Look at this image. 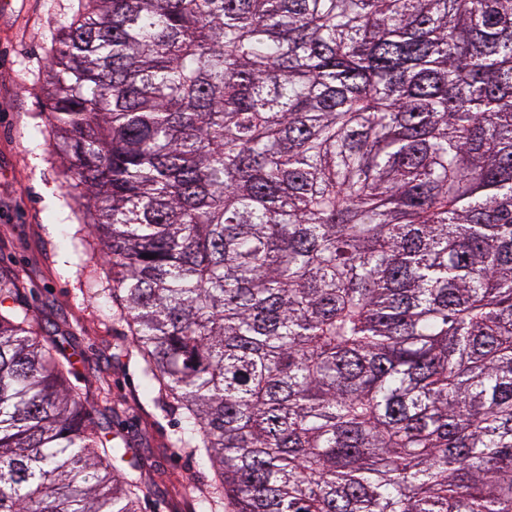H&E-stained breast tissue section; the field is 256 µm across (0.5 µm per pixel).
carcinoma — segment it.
Listing matches in <instances>:
<instances>
[{
  "label": "carcinoma",
  "instance_id": "obj_1",
  "mask_svg": "<svg viewBox=\"0 0 512 512\" xmlns=\"http://www.w3.org/2000/svg\"><path fill=\"white\" fill-rule=\"evenodd\" d=\"M64 196L208 512H512V0H77ZM0 277V512H138Z\"/></svg>",
  "mask_w": 512,
  "mask_h": 512
}]
</instances>
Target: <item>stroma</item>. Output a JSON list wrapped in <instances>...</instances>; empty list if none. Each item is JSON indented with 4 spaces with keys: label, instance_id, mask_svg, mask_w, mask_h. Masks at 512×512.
<instances>
[{
    "label": "stroma",
    "instance_id": "obj_1",
    "mask_svg": "<svg viewBox=\"0 0 512 512\" xmlns=\"http://www.w3.org/2000/svg\"><path fill=\"white\" fill-rule=\"evenodd\" d=\"M73 0H0V273L14 276L17 303L70 356V386L96 422L123 436L149 484L140 512H203L197 492L213 477L207 459L174 447L184 423L155 403L108 293L91 295L82 241L84 214L63 196L55 144L31 135L47 126V49L72 15Z\"/></svg>",
    "mask_w": 512,
    "mask_h": 512
}]
</instances>
